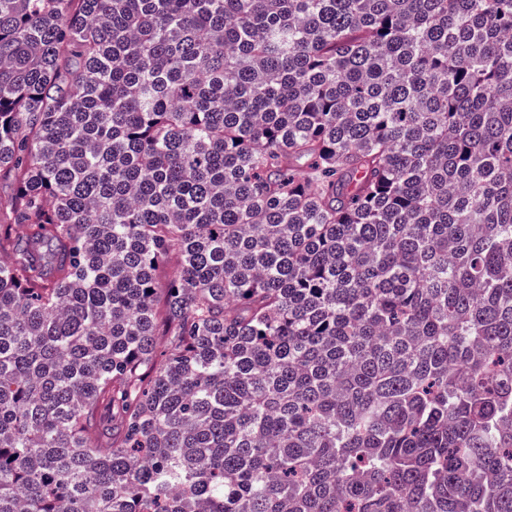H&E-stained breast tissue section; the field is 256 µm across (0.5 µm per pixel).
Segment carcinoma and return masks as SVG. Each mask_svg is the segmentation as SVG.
I'll use <instances>...</instances> for the list:
<instances>
[{
  "mask_svg": "<svg viewBox=\"0 0 512 512\" xmlns=\"http://www.w3.org/2000/svg\"><path fill=\"white\" fill-rule=\"evenodd\" d=\"M4 181L0 512H512V0H0Z\"/></svg>",
  "mask_w": 512,
  "mask_h": 512,
  "instance_id": "obj_1",
  "label": "carcinoma"
}]
</instances>
